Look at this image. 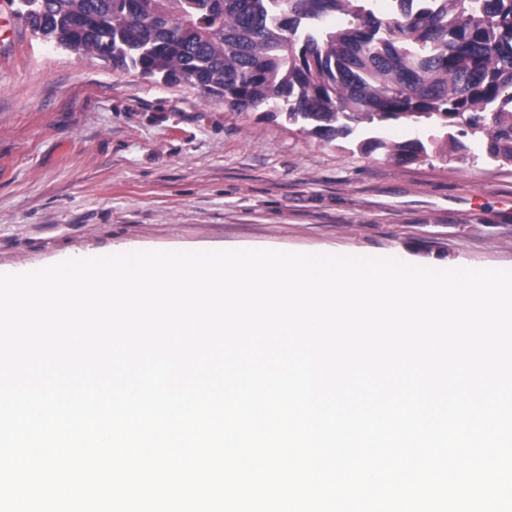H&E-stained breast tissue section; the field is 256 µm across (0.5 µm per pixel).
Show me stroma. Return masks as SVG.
Returning <instances> with one entry per match:
<instances>
[{
    "label": "stroma",
    "instance_id": "35a3bbf8",
    "mask_svg": "<svg viewBox=\"0 0 512 512\" xmlns=\"http://www.w3.org/2000/svg\"><path fill=\"white\" fill-rule=\"evenodd\" d=\"M265 107L0 42V273L114 249L338 251L512 270V166L401 165Z\"/></svg>",
    "mask_w": 512,
    "mask_h": 512
}]
</instances>
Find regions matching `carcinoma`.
Listing matches in <instances>:
<instances>
[{"label": "carcinoma", "mask_w": 512, "mask_h": 512, "mask_svg": "<svg viewBox=\"0 0 512 512\" xmlns=\"http://www.w3.org/2000/svg\"><path fill=\"white\" fill-rule=\"evenodd\" d=\"M43 40L116 71L264 106L396 164L512 165V0H12ZM339 14L342 22L326 23ZM424 129L395 141L391 121Z\"/></svg>", "instance_id": "obj_1"}]
</instances>
